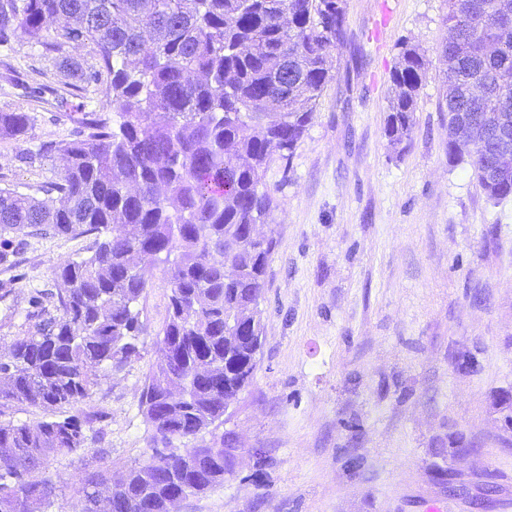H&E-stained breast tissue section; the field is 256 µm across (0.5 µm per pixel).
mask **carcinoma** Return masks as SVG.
Wrapping results in <instances>:
<instances>
[{
    "label": "carcinoma",
    "instance_id": "obj_1",
    "mask_svg": "<svg viewBox=\"0 0 512 512\" xmlns=\"http://www.w3.org/2000/svg\"><path fill=\"white\" fill-rule=\"evenodd\" d=\"M336 0H0V47L16 35L42 54H62L63 85L31 97L92 92L112 108L88 112L82 130L54 146L60 179L43 197L0 187V234L42 231L94 237L86 255L55 267V290L29 299L24 322L0 353V512H49L61 486L43 474L52 458L85 449L100 420L79 405L98 372L139 355L144 269L163 265L170 294L155 342L157 369L139 407L154 448L112 492V512H169L174 496L203 494L234 471L238 448L220 430L252 381L264 324L260 299L274 238L251 237L276 207L265 177L290 160L333 79L344 37ZM501 0H448V158L467 162L486 195L512 196L496 171L498 131L512 133V17ZM86 51L88 67L64 51ZM427 60L401 43L390 75L385 135L410 139ZM288 80V91L275 81ZM482 82L486 96L470 94ZM27 112H0V139L27 133ZM469 127L480 146L460 144ZM41 409L31 425L14 419ZM76 413L67 415L66 409ZM180 442L177 448L174 442ZM110 469L84 464L82 495Z\"/></svg>",
    "mask_w": 512,
    "mask_h": 512
}]
</instances>
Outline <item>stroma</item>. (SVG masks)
Masks as SVG:
<instances>
[{
    "mask_svg": "<svg viewBox=\"0 0 512 512\" xmlns=\"http://www.w3.org/2000/svg\"><path fill=\"white\" fill-rule=\"evenodd\" d=\"M447 0H345V37L333 80L290 160L266 176L277 206L263 233L275 239L260 307L265 326L252 383L225 414L241 448L233 475L181 500L176 512H512V447L491 407L512 387V198L490 200L466 163L448 160L440 45ZM419 45L428 70L403 151L384 135L389 77L399 43ZM19 79H0V112H27V134L0 139V185L37 194L58 180L50 147L71 139L98 100L36 102L30 87L56 85L58 56L24 37L0 49ZM88 237L12 238L16 264L0 266V351L24 320L29 297L54 287L53 268ZM140 357L102 375L87 409L100 413L86 455L114 474L153 443L139 408L167 317L160 268L147 267ZM471 356V366L456 360ZM475 455H444L450 434ZM80 461L50 460L63 482L52 512H81ZM493 486L482 508L450 497L434 470Z\"/></svg>",
    "mask_w": 512,
    "mask_h": 512,
    "instance_id": "stroma-1",
    "label": "stroma"
}]
</instances>
